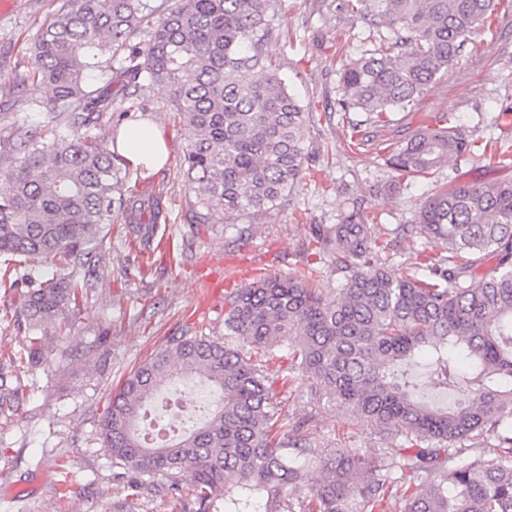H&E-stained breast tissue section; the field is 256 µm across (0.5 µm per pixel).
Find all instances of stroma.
<instances>
[{"label": "stroma", "instance_id": "1", "mask_svg": "<svg viewBox=\"0 0 512 512\" xmlns=\"http://www.w3.org/2000/svg\"><path fill=\"white\" fill-rule=\"evenodd\" d=\"M62 0H0V144L20 127L38 125L46 114L48 89L20 82L32 66L40 26ZM341 0H282L272 21L269 58L290 92L312 114L306 148L310 176L267 223L255 225L247 241L227 224H199L194 194L182 176L187 145L164 87L142 82L134 116L159 124L169 161L148 172L126 160L118 165L125 187L136 195L161 193L162 214L153 228L137 229L122 211L106 228L101 258L77 269L88 294L69 318L42 326L47 357L69 349L68 363L46 373L35 368L24 378L25 402L12 417L0 418V503L15 499L29 512H115L130 492V478L113 468L98 440L107 395L128 372L173 336L201 333L224 337V298L250 283L259 269L282 276L312 259L310 227L336 223L347 200L366 199L384 228L415 221L421 201L438 186L512 182V166L463 157L430 177L397 180L374 145L345 146L359 113L340 112V58L372 44L370 28L351 23ZM478 48L432 84L419 106L398 112L378 128L377 142L413 134L435 112L455 113L472 138L512 140V14L500 15ZM302 213L303 223L293 221ZM222 273L214 293L199 282ZM16 289L0 284V356L23 354L29 330L17 314ZM105 344L88 356L98 337ZM276 412L288 426L301 427L316 448H359L379 460L391 440L372 423L327 401L313 398L307 385L282 391ZM72 463L75 484L60 491V468ZM190 489L173 494L164 486L143 490L134 512H194Z\"/></svg>", "mask_w": 512, "mask_h": 512}]
</instances>
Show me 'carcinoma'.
<instances>
[{
	"label": "carcinoma",
	"instance_id": "carcinoma-1",
	"mask_svg": "<svg viewBox=\"0 0 512 512\" xmlns=\"http://www.w3.org/2000/svg\"><path fill=\"white\" fill-rule=\"evenodd\" d=\"M152 2L63 0L34 41L22 81L49 88V109L0 161L10 185L0 255L50 258L68 274L11 282L24 287L17 313L30 328L67 318L86 292L71 271L99 258L115 209L130 220L159 214L157 201L125 192L113 152L86 132L112 119V95L85 88L100 66L94 50L121 57L127 85L169 89L189 132L183 168L198 223L262 222L307 174L310 113L266 53L280 0H169L156 22ZM342 9L378 36L340 61L338 105L365 116L355 135L415 107L512 0H343ZM494 148L512 164L511 143L470 139L437 112L378 152L400 178ZM401 231L407 258L393 276L395 240L352 200L337 223L311 228L341 275L335 294L314 287L311 265L261 274L225 297L224 340L172 336L133 368L100 420L103 453L131 475V490L187 483L197 512H395L399 502L402 512H512V184L443 186ZM428 245L437 252L424 266L416 257ZM488 253L497 262L479 276ZM37 366H50L40 336L28 337L24 359L0 358L1 416L18 410L23 369ZM179 378L200 379L215 408L177 436L140 431L146 407ZM298 380L401 444L377 465L357 448L313 446L276 416V396ZM463 440L494 457L468 460L455 447Z\"/></svg>",
	"mask_w": 512,
	"mask_h": 512
}]
</instances>
